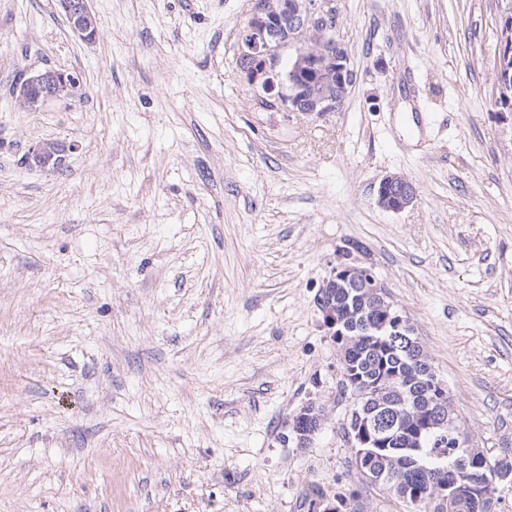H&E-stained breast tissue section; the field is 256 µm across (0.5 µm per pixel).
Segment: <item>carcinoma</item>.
I'll list each match as a JSON object with an SVG mask.
<instances>
[{
	"mask_svg": "<svg viewBox=\"0 0 512 512\" xmlns=\"http://www.w3.org/2000/svg\"><path fill=\"white\" fill-rule=\"evenodd\" d=\"M322 299L333 303L344 324L361 320L373 325L383 317L372 301L349 296L345 288H327ZM409 338L413 346L404 351L374 343L358 331L336 337L342 348V387L353 400L345 435L352 434L373 409L399 418L407 428L384 448H370L362 457L353 452L354 466L361 476H373L369 483L400 499L408 512H435L430 496L436 484L448 487V512H491L484 507L474 484L475 473L483 471L491 478L512 469V461L483 451L478 454L479 465L450 475L439 469V463L442 457L458 452L452 446L451 432H431L420 441L413 438L431 418L432 407L425 392L427 372L433 371V366L423 345L414 335Z\"/></svg>",
	"mask_w": 512,
	"mask_h": 512,
	"instance_id": "cac0c4a2",
	"label": "carcinoma"
}]
</instances>
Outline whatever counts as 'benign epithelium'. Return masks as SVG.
<instances>
[{"label": "benign epithelium", "instance_id": "7a95c632", "mask_svg": "<svg viewBox=\"0 0 512 512\" xmlns=\"http://www.w3.org/2000/svg\"><path fill=\"white\" fill-rule=\"evenodd\" d=\"M58 6L79 40L95 41L97 31L92 29L88 0L78 5L73 0H58ZM501 38L497 103L512 112V16L506 19ZM238 42V73L253 89L254 104L259 110L323 116L336 111L357 82L348 49L336 39L333 0H259L241 29ZM55 85L68 89L71 98L79 91L80 82L63 71H29L13 87L11 97L18 111L35 112L57 98L54 93H41ZM73 150L75 145L61 143L50 155L45 142H34L28 146L25 162L32 168L58 169ZM417 198L416 185L400 174L384 177L376 191L379 207L393 213L406 210ZM330 281H340L357 293L372 295L385 313L386 322L397 329H409L407 319L397 310L372 269L340 262ZM428 392L434 404L429 428L441 430L454 425L455 419L445 407L447 384L433 379ZM354 433L353 447L367 448L373 444V435L381 434V429H373L366 423Z\"/></svg>", "mask_w": 512, "mask_h": 512}]
</instances>
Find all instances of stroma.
<instances>
[{
    "label": "stroma",
    "instance_id": "obj_1",
    "mask_svg": "<svg viewBox=\"0 0 512 512\" xmlns=\"http://www.w3.org/2000/svg\"><path fill=\"white\" fill-rule=\"evenodd\" d=\"M334 2L358 80L315 117L254 108V0H89L91 44L54 0H0V512H405L352 465L317 303L354 246L512 460V0ZM30 68L80 96L15 111ZM37 140L76 149L40 171ZM501 49L497 62V103L512 112V16L501 33ZM418 198L416 185L406 176L391 174L384 177L376 191V200L382 209L399 213L412 206Z\"/></svg>",
    "mask_w": 512,
    "mask_h": 512
}]
</instances>
